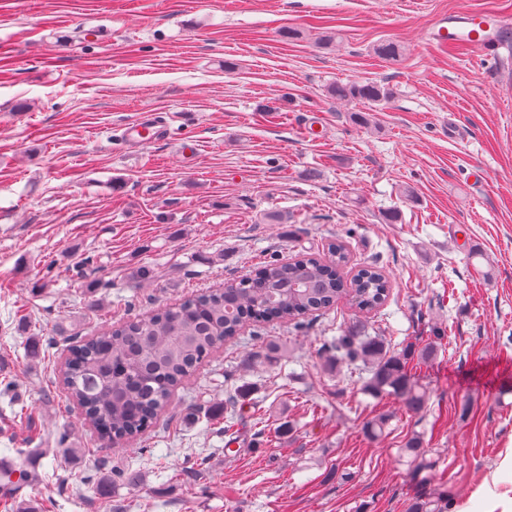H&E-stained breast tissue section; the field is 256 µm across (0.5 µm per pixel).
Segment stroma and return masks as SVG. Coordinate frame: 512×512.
<instances>
[{
    "instance_id": "35a3bbf8",
    "label": "stroma",
    "mask_w": 512,
    "mask_h": 512,
    "mask_svg": "<svg viewBox=\"0 0 512 512\" xmlns=\"http://www.w3.org/2000/svg\"><path fill=\"white\" fill-rule=\"evenodd\" d=\"M464 9L512 19V0H0V458L38 476L0 512H408L428 485L479 512L484 481L512 479V53L431 44ZM386 40L403 56L379 57ZM366 79L391 98L328 92ZM142 112L173 113L195 152L118 146ZM337 239L391 278L367 322L415 346L421 414L323 361L356 320L342 303L245 329L135 441L99 447L68 406L71 338ZM271 340L291 355L248 361ZM416 435L418 474L401 457Z\"/></svg>"
}]
</instances>
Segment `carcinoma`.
<instances>
[{"mask_svg":"<svg viewBox=\"0 0 512 512\" xmlns=\"http://www.w3.org/2000/svg\"><path fill=\"white\" fill-rule=\"evenodd\" d=\"M394 41L376 47L386 59L402 56ZM338 100L376 103L390 90L373 81L337 82L329 87ZM390 280L376 265L352 266L341 241L331 242L322 258L299 256L291 261H267L254 275L224 287L202 290L145 317L118 321L103 333L73 343L59 368L67 400L97 434L100 446L128 443L145 432L166 411L174 393L195 374L218 345L239 337L250 323L294 322L340 302L370 313L386 302ZM289 348L270 341L250 358L272 360ZM412 348L395 353L384 339L356 325L324 345L329 363L360 362L368 374L367 394L395 396L407 410L419 413L426 394L411 379L406 363ZM420 438L403 451L414 468L422 466ZM448 492L417 496L410 512H455Z\"/></svg>","mask_w":512,"mask_h":512,"instance_id":"obj_1","label":"carcinoma"}]
</instances>
